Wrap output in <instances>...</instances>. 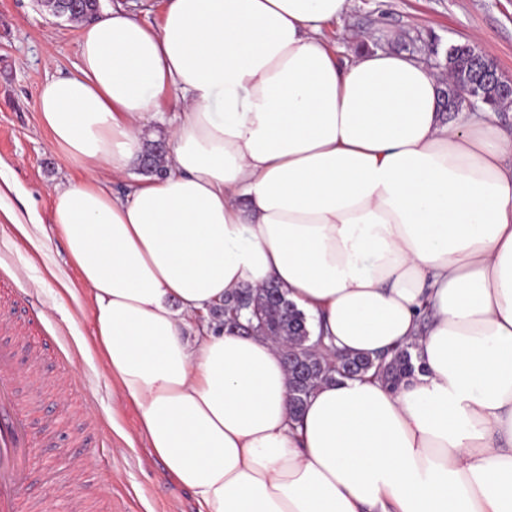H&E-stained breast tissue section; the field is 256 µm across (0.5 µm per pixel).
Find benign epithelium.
Returning a JSON list of instances; mask_svg holds the SVG:
<instances>
[{
    "mask_svg": "<svg viewBox=\"0 0 512 512\" xmlns=\"http://www.w3.org/2000/svg\"><path fill=\"white\" fill-rule=\"evenodd\" d=\"M474 61L478 64L479 75L464 80L451 78L441 92L443 109L446 112L462 110L475 111L487 98H505L512 100V78H507L499 71L497 65L475 45H466Z\"/></svg>",
    "mask_w": 512,
    "mask_h": 512,
    "instance_id": "1",
    "label": "benign epithelium"
}]
</instances>
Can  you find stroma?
<instances>
[{
	"label": "stroma",
	"instance_id": "obj_1",
	"mask_svg": "<svg viewBox=\"0 0 512 512\" xmlns=\"http://www.w3.org/2000/svg\"><path fill=\"white\" fill-rule=\"evenodd\" d=\"M380 50L424 58L438 40L476 41L512 78V0H350L347 13L323 28L338 59L349 58L362 36ZM78 28L45 11L38 0H0V169L15 190L0 198V303L19 295L24 338L44 380L20 396L57 406L62 421L38 426L37 451L26 497L45 512H199L195 496L155 459L139 411L120 397L118 379L96 345L91 294L52 236L43 251L10 224L7 212L28 221L35 201L49 224L55 186L82 179L53 150L37 109L40 86L74 69ZM62 272L63 281L52 278Z\"/></svg>",
	"mask_w": 512,
	"mask_h": 512
}]
</instances>
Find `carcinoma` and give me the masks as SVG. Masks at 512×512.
<instances>
[{"instance_id": "carcinoma-1", "label": "carcinoma", "mask_w": 512, "mask_h": 512, "mask_svg": "<svg viewBox=\"0 0 512 512\" xmlns=\"http://www.w3.org/2000/svg\"><path fill=\"white\" fill-rule=\"evenodd\" d=\"M213 321L220 327L246 334L260 333L280 340L291 388V414L300 419L304 405L319 383L341 378H357L371 372L393 388L414 374L412 349L416 344L398 347L375 358L345 355L336 358V367L309 351L311 327L307 315L275 285L240 288L212 309Z\"/></svg>"}]
</instances>
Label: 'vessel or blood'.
Returning a JSON list of instances; mask_svg holds the SVG:
<instances>
[{"label":"vessel or blood","mask_w":512,"mask_h":512,"mask_svg":"<svg viewBox=\"0 0 512 512\" xmlns=\"http://www.w3.org/2000/svg\"><path fill=\"white\" fill-rule=\"evenodd\" d=\"M12 325L0 318V512H26L25 487L38 439L31 420L42 416L53 422L55 411L36 401H22L20 384L38 388L39 380L19 365L20 346L10 337Z\"/></svg>","instance_id":"vessel-or-blood-1"}]
</instances>
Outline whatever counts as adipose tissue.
<instances>
[{
    "mask_svg": "<svg viewBox=\"0 0 512 512\" xmlns=\"http://www.w3.org/2000/svg\"><path fill=\"white\" fill-rule=\"evenodd\" d=\"M349 0H166L81 26L38 115L85 172L51 224L154 454L201 512H512V128L440 112L404 53L339 64ZM172 99L166 172L126 194ZM276 282L323 355L413 343L424 371L320 384L289 415L280 346L206 321ZM194 337H187V329Z\"/></svg>",
    "mask_w": 512,
    "mask_h": 512,
    "instance_id": "adipose-tissue-1",
    "label": "adipose tissue"
}]
</instances>
